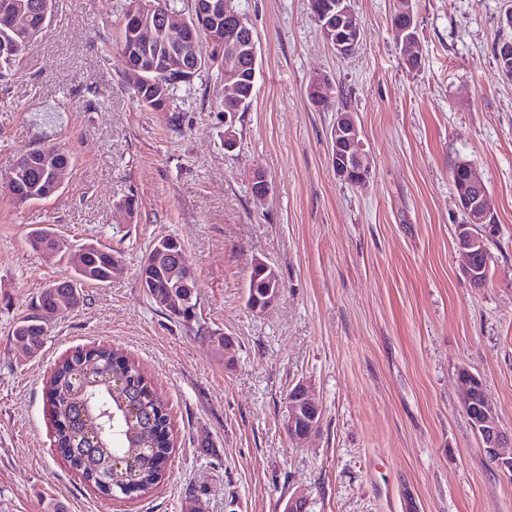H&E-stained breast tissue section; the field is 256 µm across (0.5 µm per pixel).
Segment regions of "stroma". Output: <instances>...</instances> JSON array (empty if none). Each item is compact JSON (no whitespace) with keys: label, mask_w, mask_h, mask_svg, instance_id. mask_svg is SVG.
Wrapping results in <instances>:
<instances>
[{"label":"stroma","mask_w":512,"mask_h":512,"mask_svg":"<svg viewBox=\"0 0 512 512\" xmlns=\"http://www.w3.org/2000/svg\"><path fill=\"white\" fill-rule=\"evenodd\" d=\"M413 3L416 70L391 27L396 0H351L362 39L347 56L307 0H240L259 73L229 151L216 72L178 88L177 116L147 110L117 50L125 0H60L0 78V182L25 150L72 160L47 200L0 190V512H283L297 492L306 512H512V466L485 454L459 384L477 376L512 432V79L494 55L512 0ZM319 75L360 125L365 184L332 172L334 111L306 97ZM462 161L494 217L480 288L455 237ZM258 169L271 183L261 201ZM45 226L109 247L120 270L54 315L29 356L14 323L74 261L31 249L28 232ZM163 237L181 241L199 321L232 340V363L142 288L140 259ZM258 258L281 288L262 314L246 305ZM98 346L134 359L168 407L175 448L142 497L104 496L55 450L46 381L60 358ZM300 381L323 416L297 445L283 410Z\"/></svg>","instance_id":"1"}]
</instances>
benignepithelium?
Returning <instances> with one entry per match:
<instances>
[{
    "label": "benign epithelium",
    "instance_id": "benign-epithelium-1",
    "mask_svg": "<svg viewBox=\"0 0 512 512\" xmlns=\"http://www.w3.org/2000/svg\"><path fill=\"white\" fill-rule=\"evenodd\" d=\"M229 10L222 9L218 0H196L195 15L203 23L212 22L215 17ZM145 14L152 16L162 23L172 47L178 49L175 58L181 64H193V69H203L210 65L215 57L224 58L222 98L226 102L240 100V86L243 80H249L256 85L258 75L257 48H248L237 39V26L225 27L223 38L210 40L212 50L208 57H203L198 51V43L188 42L184 34L188 25L185 17H177L173 12L156 4H150ZM315 19L325 38L336 53L349 55L355 51L361 41L362 31L357 15L351 7V0H336L329 8ZM395 32L399 41L405 48V62L420 61L417 52L413 51L417 37L412 33V27L398 25ZM247 53L252 59L247 78L241 77L237 63L239 57ZM311 99L329 104L333 98L332 86L326 77H318L308 87ZM330 152L332 159V172L337 179L349 184H362L370 175L369 166L365 161L361 130L358 122L351 112L339 111L336 113L330 130ZM458 203L462 211L478 218L488 213L490 204L486 189L479 180L471 166L466 164L463 169V178L455 183ZM252 194L257 198H264L270 192V184L265 173L257 171L251 180ZM475 225L469 223L459 224L456 227V241L465 256V275L473 281L479 282L488 279L491 268V256L487 252L482 236L473 233ZM175 262L169 270V276L178 291L159 298L162 306L173 313L193 315L188 309L192 296H186L181 289L190 287V281L195 277L194 271L188 267L182 255H174ZM253 270L262 278L261 293H252L247 299L248 307L254 312H263L272 307L280 297V288L275 270L263 260L256 261ZM482 383L470 374L463 380L462 404L469 415L474 430L480 435L484 451L494 461L509 458L512 460V434L506 432L489 403L487 397L481 393ZM322 410L319 404L311 397L308 387L303 382L296 383L288 393V401L284 411V428L291 441L298 444L316 432L321 420Z\"/></svg>",
    "mask_w": 512,
    "mask_h": 512
}]
</instances>
